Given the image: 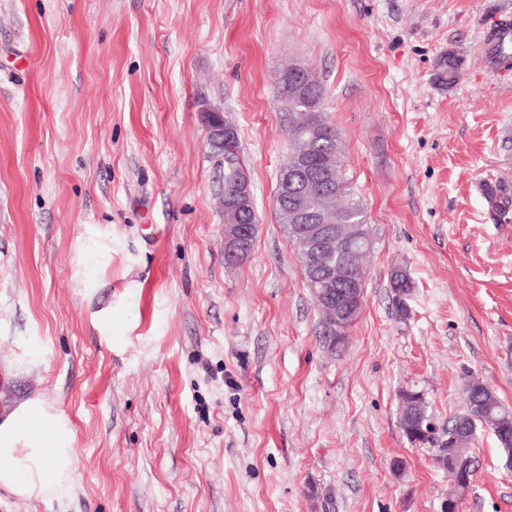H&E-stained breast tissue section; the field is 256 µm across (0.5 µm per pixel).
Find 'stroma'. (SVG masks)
I'll return each instance as SVG.
<instances>
[{
  "label": "stroma",
  "instance_id": "obj_1",
  "mask_svg": "<svg viewBox=\"0 0 512 512\" xmlns=\"http://www.w3.org/2000/svg\"><path fill=\"white\" fill-rule=\"evenodd\" d=\"M496 13L512 0H0V422L50 405L75 481L60 503L0 487V512H441L448 476L402 433L400 391H424L441 428L470 373L512 409V210L489 194L512 197V68L486 73ZM291 64L323 86L374 233L336 355L275 210ZM205 104L235 125L251 184L239 267ZM397 269L415 283L404 317ZM469 450L460 512H512L493 433Z\"/></svg>",
  "mask_w": 512,
  "mask_h": 512
}]
</instances>
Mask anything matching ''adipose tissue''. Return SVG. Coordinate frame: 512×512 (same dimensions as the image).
<instances>
[{
  "mask_svg": "<svg viewBox=\"0 0 512 512\" xmlns=\"http://www.w3.org/2000/svg\"><path fill=\"white\" fill-rule=\"evenodd\" d=\"M72 432L41 399L0 425V486L23 499L63 500L73 487Z\"/></svg>",
  "mask_w": 512,
  "mask_h": 512,
  "instance_id": "ef3b65f1",
  "label": "adipose tissue"
}]
</instances>
